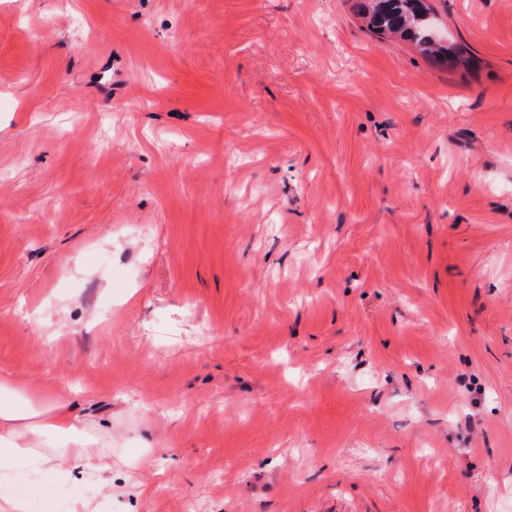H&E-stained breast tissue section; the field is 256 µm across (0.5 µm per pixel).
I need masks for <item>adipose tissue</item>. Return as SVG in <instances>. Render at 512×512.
<instances>
[{
  "mask_svg": "<svg viewBox=\"0 0 512 512\" xmlns=\"http://www.w3.org/2000/svg\"><path fill=\"white\" fill-rule=\"evenodd\" d=\"M126 464L112 452L111 422L81 417L70 402L37 399L0 376V487L22 474L48 494L78 475L89 492L70 512H101L108 473Z\"/></svg>",
  "mask_w": 512,
  "mask_h": 512,
  "instance_id": "obj_1",
  "label": "adipose tissue"
}]
</instances>
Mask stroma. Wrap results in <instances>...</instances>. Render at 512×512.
<instances>
[{
    "instance_id": "stroma-1",
    "label": "stroma",
    "mask_w": 512,
    "mask_h": 512,
    "mask_svg": "<svg viewBox=\"0 0 512 512\" xmlns=\"http://www.w3.org/2000/svg\"><path fill=\"white\" fill-rule=\"evenodd\" d=\"M428 3L471 70L353 0H0V375L142 454L111 512H512V0Z\"/></svg>"
}]
</instances>
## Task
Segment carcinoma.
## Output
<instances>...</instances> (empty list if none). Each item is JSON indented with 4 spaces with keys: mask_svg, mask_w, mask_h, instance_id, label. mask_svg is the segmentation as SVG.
I'll use <instances>...</instances> for the list:
<instances>
[{
    "mask_svg": "<svg viewBox=\"0 0 512 512\" xmlns=\"http://www.w3.org/2000/svg\"><path fill=\"white\" fill-rule=\"evenodd\" d=\"M356 14L380 39L397 37L412 42L422 55L436 63L466 67L462 51L432 38L435 17L425 0H354Z\"/></svg>",
    "mask_w": 512,
    "mask_h": 512,
    "instance_id": "cac0c4a2",
    "label": "carcinoma"
}]
</instances>
